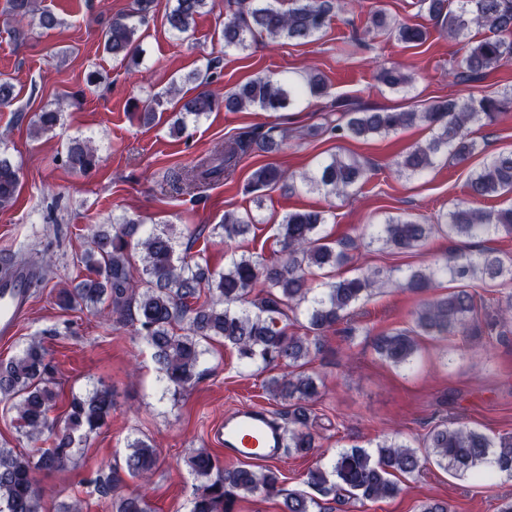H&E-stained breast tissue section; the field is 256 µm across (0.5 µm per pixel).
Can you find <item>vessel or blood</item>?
<instances>
[{"label":"vessel or blood","mask_w":512,"mask_h":512,"mask_svg":"<svg viewBox=\"0 0 512 512\" xmlns=\"http://www.w3.org/2000/svg\"><path fill=\"white\" fill-rule=\"evenodd\" d=\"M31 275L28 270L19 269L12 275L0 277V335L7 337L14 333L17 321L27 307L30 295ZM237 424L242 431L238 435L217 429L218 438L227 443L226 451L235 460L273 459L278 455V438L267 424L264 411L246 407L240 409Z\"/></svg>","instance_id":"b4317fda"}]
</instances>
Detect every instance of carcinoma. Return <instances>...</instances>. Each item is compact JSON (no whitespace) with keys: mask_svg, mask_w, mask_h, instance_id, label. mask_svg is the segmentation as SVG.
<instances>
[{"mask_svg":"<svg viewBox=\"0 0 512 512\" xmlns=\"http://www.w3.org/2000/svg\"><path fill=\"white\" fill-rule=\"evenodd\" d=\"M8 22L13 31L52 29L60 24L49 11L36 12L33 0H10ZM434 24L448 35L458 37L476 25L485 34L470 47L465 68L454 76L477 79L512 61V0H419ZM152 0H137L138 23L131 16L112 19L103 32L104 49L122 57L127 66L142 63L138 26L145 23ZM215 0H175L165 13L167 30L175 37L189 36L196 16ZM224 19V49L245 51L258 39L273 43L281 40L305 42L329 25L337 8L336 0H289L288 8H278L272 0H227ZM368 31L387 35L408 46L424 44L429 30L420 25L392 21L383 9L371 14ZM376 80L389 89L411 84L412 77L394 65L376 74ZM326 87L319 73L311 71L304 80L260 76L235 90L221 94L203 89L185 99L173 128L182 134L188 121H198L215 111L239 112L257 107L279 112L306 98H321ZM164 100L155 96L142 101L140 119L150 125ZM512 106V92L484 96L462 102L434 100L413 104L407 110L391 111L362 106L357 100L338 97L330 104L340 113V123L330 131L341 137L368 138L388 135L401 128L422 123L431 130L423 144L408 150L396 162L397 171L422 176L442 159L467 160L477 150L469 138L472 124L489 122ZM60 112L44 110L31 120L37 135L53 131ZM276 127H255L240 133L216 148L211 155L189 167L171 171L168 181L194 191L224 177L240 161L256 152H272L282 140ZM64 164L74 171L96 167L98 156L89 142L74 139L66 147ZM288 178V172L268 164L256 169L249 188L259 192ZM364 169L354 156L334 154L317 164L302 182L326 196H346L363 185ZM19 167L0 153V208L11 205L20 192ZM468 195L477 200L512 194V150L485 159L467 181ZM255 223L254 216L226 213L217 225L219 236L231 242L246 235ZM326 212L303 210L289 212L277 225L272 261L261 256H233L224 271L218 273L200 263L192 264L177 254L172 234L153 228L135 241L136 222L123 219L113 224L88 228L89 248L80 256L86 274L72 288L58 292L60 307L103 309L116 321L131 326L135 335L152 350L161 379L166 387L181 391L199 375L206 349L204 344L219 342L233 349L243 368L286 369L265 382L275 399L288 403L287 422L282 425L283 448L290 456L305 458L317 448L310 431L307 404L320 394L317 378L304 371L311 352L322 336L337 330L350 310L373 291L391 285L412 293H424L435 281L447 277L459 283L448 294L427 301L412 313L411 326L395 328L375 337L374 348L390 365L412 368L422 336L466 335L475 327L477 304L469 291L470 283L496 282L511 288L497 301L503 320L512 316V255L493 250L449 252L424 268L382 271L361 270L350 276L313 285V270L342 266L348 252L357 248L355 240H332L324 227ZM442 231L450 238L472 240L482 236H512V206L487 212L457 203L438 215L432 224L392 217L371 226L368 244L383 249L411 252L434 233ZM142 268H137L134 257ZM306 323L304 333L289 331L298 316ZM54 367L45 349L36 343L18 355L0 360V395L18 399L16 429L27 436L44 437L45 448H38L37 463L22 452L0 443V512H40L41 492L35 471L64 469L76 450L87 448L112 412L113 392L101 388L84 397H75L67 406L62 421L50 420L56 406ZM126 470L140 476L155 466L156 450L144 438L127 441ZM434 463L454 476H469L478 482L494 478L512 480V434L492 438L462 421H440L433 425L418 450L397 439L384 440L369 450L354 445L336 454L330 467L320 466L307 472V485L315 494L290 492L284 498L285 512H324L323 502L333 500L362 508L368 502L392 498L402 491L392 479L394 473L413 475L426 464ZM196 476L190 512H233L236 499L258 490L279 495L280 477L272 468L254 469L251 464L226 467L219 456L205 448L187 459ZM99 496L112 497V512H155L141 494L116 492V477L94 481Z\"/></svg>","mask_w":512,"mask_h":512,"instance_id":"1","label":"carcinoma"}]
</instances>
